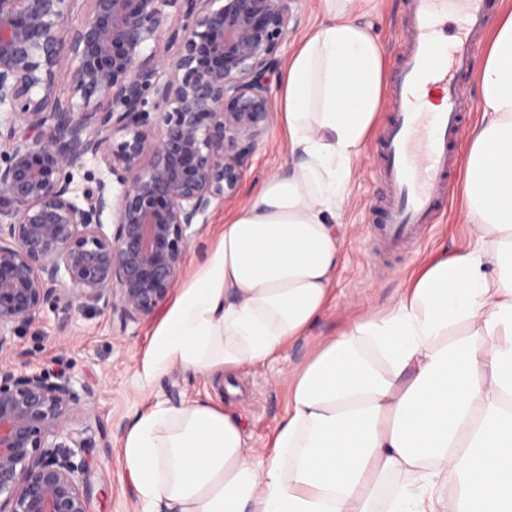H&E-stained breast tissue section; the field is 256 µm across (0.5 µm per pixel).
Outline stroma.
Returning <instances> with one entry per match:
<instances>
[{"label":"stroma","instance_id":"35a3bbf8","mask_svg":"<svg viewBox=\"0 0 512 512\" xmlns=\"http://www.w3.org/2000/svg\"><path fill=\"white\" fill-rule=\"evenodd\" d=\"M410 0H367L358 15L371 27L385 50L390 75H397L406 44ZM383 162L378 139H371L347 186L349 203L339 218L345 245L338 267L334 297L308 336L290 343L274 361L250 365L234 378L237 392L225 395V407L243 418L247 446L261 453L269 448L288 412L290 371L304 365L321 343L370 307L395 299L407 279L429 262L472 242V222L464 193L463 174H453L455 190L443 219L401 247H389L376 235L378 208L390 189L380 175ZM288 166L286 139L277 121H270L243 170L236 195L214 201L206 223L187 252L181 283H188L206 261L224 229L225 220L243 206L272 174ZM164 309L143 320L121 326L111 310L46 305L38 321L11 338L0 352V367L16 370H61L77 388L88 392L85 415L74 423L90 443L81 453L90 512H143L121 465L125 432L139 414L155 405L188 404L217 393L202 374L171 368L155 375L149 362L154 332Z\"/></svg>","mask_w":512,"mask_h":512}]
</instances>
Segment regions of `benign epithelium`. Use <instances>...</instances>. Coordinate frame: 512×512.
Returning <instances> with one entry per match:
<instances>
[{
  "label": "benign epithelium",
  "instance_id": "7a95c632",
  "mask_svg": "<svg viewBox=\"0 0 512 512\" xmlns=\"http://www.w3.org/2000/svg\"><path fill=\"white\" fill-rule=\"evenodd\" d=\"M290 2L0 0V350L50 303L125 325L169 297L266 130ZM88 155L117 197L103 180L75 194ZM85 406L65 373L0 368V512H89Z\"/></svg>",
  "mask_w": 512,
  "mask_h": 512
}]
</instances>
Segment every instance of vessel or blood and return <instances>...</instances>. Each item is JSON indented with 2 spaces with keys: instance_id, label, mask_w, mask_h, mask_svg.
Wrapping results in <instances>:
<instances>
[{
  "instance_id": "vessel-or-blood-1",
  "label": "vessel or blood",
  "mask_w": 512,
  "mask_h": 512,
  "mask_svg": "<svg viewBox=\"0 0 512 512\" xmlns=\"http://www.w3.org/2000/svg\"><path fill=\"white\" fill-rule=\"evenodd\" d=\"M488 0H413L411 48L391 95L393 123L382 136V174L392 189L381 231L393 243L413 237L446 208L450 154L472 101L459 88L470 72L473 40L487 22Z\"/></svg>"
}]
</instances>
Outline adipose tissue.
<instances>
[{"label":"adipose tissue","mask_w":512,"mask_h":512,"mask_svg":"<svg viewBox=\"0 0 512 512\" xmlns=\"http://www.w3.org/2000/svg\"><path fill=\"white\" fill-rule=\"evenodd\" d=\"M285 61L275 110L293 168L227 219L151 343V366L223 381L274 359L324 312L352 163L386 102V61L354 0ZM482 121L465 157L473 246L430 262L287 377L270 451L209 401L159 406L124 437L147 512H512V10L481 63Z\"/></svg>","instance_id":"1"}]
</instances>
